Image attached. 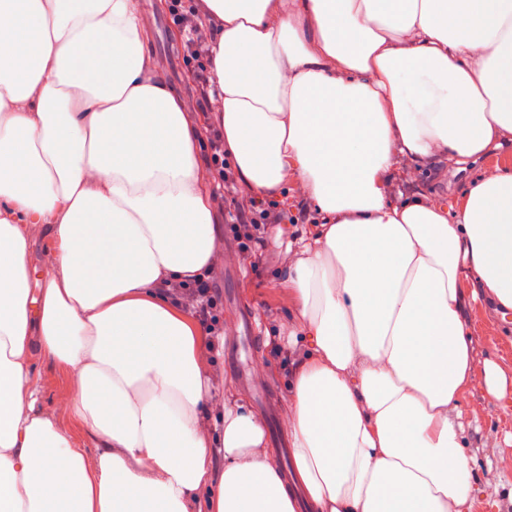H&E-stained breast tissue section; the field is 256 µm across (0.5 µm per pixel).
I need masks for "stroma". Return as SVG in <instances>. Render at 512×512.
<instances>
[{
    "mask_svg": "<svg viewBox=\"0 0 512 512\" xmlns=\"http://www.w3.org/2000/svg\"><path fill=\"white\" fill-rule=\"evenodd\" d=\"M156 0H138L140 9L152 14L154 23L145 38V53L150 65L164 81L188 100H196V81L182 66L183 51L172 39L178 30L172 26L167 12L158 11ZM512 166V141L493 147L475 161L459 166L440 160L420 171H401L395 178L392 195L417 193L430 197L443 209L457 204L463 187L482 170L498 165ZM281 210L287 219L270 225L258 271H251L242 262L238 249L226 234L218 236V252L224 260L214 276L215 285L224 303V335L213 351L217 359L207 373L219 385L225 399H239L255 409L262 420H276L280 432L288 427V365L273 353L270 334L284 329L291 319L292 304L285 285L289 241L309 237L313 231V215L294 192L278 196ZM296 223H289V216ZM249 315L255 326V354L263 358L264 368L253 371V383L241 378V368L230 357L237 338L242 333L238 319ZM505 309L486 291L466 307V321L474 345L476 365L492 361L512 384V324L505 320ZM38 371L44 404L55 406L58 426L72 434L83 447L93 442L85 429L59 407V400L69 398L75 391L72 373L47 360L39 361ZM267 384L272 396L265 407H258L253 393L254 383ZM459 419L464 425L465 453L474 470L471 491V512H512V472L502 461L512 457V388L505 396H491L482 379H475L458 405Z\"/></svg>",
    "mask_w": 512,
    "mask_h": 512,
    "instance_id": "obj_1",
    "label": "stroma"
}]
</instances>
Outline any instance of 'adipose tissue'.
<instances>
[{
    "label": "adipose tissue",
    "mask_w": 512,
    "mask_h": 512,
    "mask_svg": "<svg viewBox=\"0 0 512 512\" xmlns=\"http://www.w3.org/2000/svg\"><path fill=\"white\" fill-rule=\"evenodd\" d=\"M224 148L251 195L316 221L288 265L291 474L206 376L163 282L217 248L193 105L146 60L137 0H0V512H469L454 414L477 371L464 281L512 309V168L454 213L401 167L512 139V0H203ZM52 271L30 278L27 228ZM70 371L94 453L43 405ZM220 408L223 426L200 425ZM222 452L215 468L214 452ZM42 401L45 405H56L60 399L69 398L75 391L72 373L60 369L48 360L38 362Z\"/></svg>",
    "instance_id": "ef3b65f1"
}]
</instances>
